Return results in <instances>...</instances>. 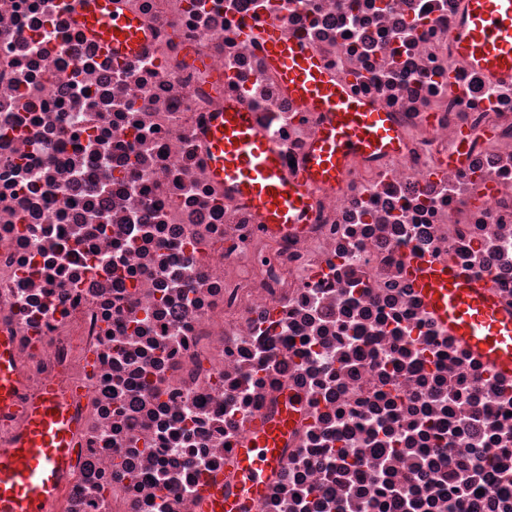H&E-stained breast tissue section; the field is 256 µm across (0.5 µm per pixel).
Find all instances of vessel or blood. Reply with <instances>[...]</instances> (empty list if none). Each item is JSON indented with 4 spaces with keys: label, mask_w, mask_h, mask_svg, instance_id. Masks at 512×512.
<instances>
[{
    "label": "vessel or blood",
    "mask_w": 512,
    "mask_h": 512,
    "mask_svg": "<svg viewBox=\"0 0 512 512\" xmlns=\"http://www.w3.org/2000/svg\"><path fill=\"white\" fill-rule=\"evenodd\" d=\"M79 24L114 56L137 51L148 33L114 0H76ZM245 37L261 46L271 69L303 111L319 122L300 171L288 173L270 133L255 124L240 101L228 100L212 117L207 134L208 164L224 184L258 215L267 235L298 230L309 208L311 187H340L353 158L378 160L401 155L404 133L386 112L327 72L318 54L300 37L276 25L246 24ZM455 55L494 83L512 84V0H463L451 35ZM431 318L444 333L478 353L498 373L512 375V308L499 302L489 283L448 261L407 262ZM11 337L0 335V416L24 408L26 424L0 448V512H47L70 464L75 424L53 388L23 398ZM297 418L294 402L277 415L250 424L238 448L232 487L212 479L201 512H246L283 464L280 449Z\"/></svg>",
    "instance_id": "vessel-or-blood-1"
}]
</instances>
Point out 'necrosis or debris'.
Instances as JSON below:
<instances>
[{
    "label": "necrosis or debris",
    "instance_id": "obj_1",
    "mask_svg": "<svg viewBox=\"0 0 512 512\" xmlns=\"http://www.w3.org/2000/svg\"><path fill=\"white\" fill-rule=\"evenodd\" d=\"M121 2L153 39L115 59L72 0H0V330L26 393L54 386L77 424L49 512H199L286 394L301 416L249 512H512V378L404 272L448 260L512 305V86L455 59L462 0ZM248 21L302 37L405 135L288 235L256 233L207 164L228 99L285 160L317 132ZM463 129L466 168L440 166Z\"/></svg>",
    "mask_w": 512,
    "mask_h": 512
}]
</instances>
